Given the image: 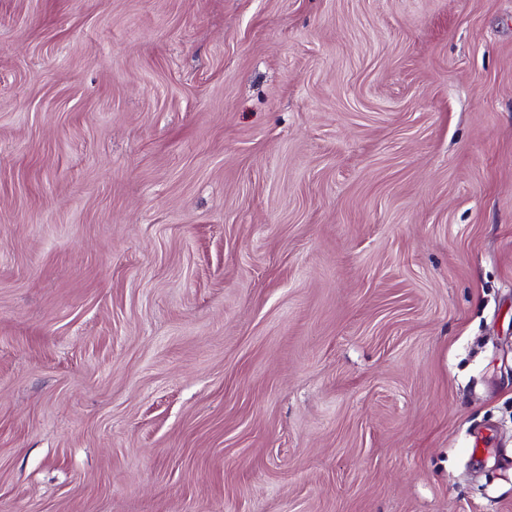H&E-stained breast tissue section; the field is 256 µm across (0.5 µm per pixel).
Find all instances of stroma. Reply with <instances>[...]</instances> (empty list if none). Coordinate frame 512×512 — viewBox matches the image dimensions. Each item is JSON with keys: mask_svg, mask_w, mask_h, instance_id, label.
Wrapping results in <instances>:
<instances>
[{"mask_svg": "<svg viewBox=\"0 0 512 512\" xmlns=\"http://www.w3.org/2000/svg\"><path fill=\"white\" fill-rule=\"evenodd\" d=\"M0 512H512V0H0Z\"/></svg>", "mask_w": 512, "mask_h": 512, "instance_id": "1", "label": "stroma"}]
</instances>
